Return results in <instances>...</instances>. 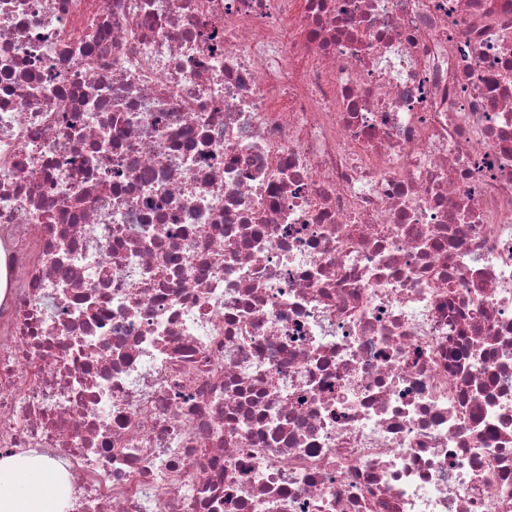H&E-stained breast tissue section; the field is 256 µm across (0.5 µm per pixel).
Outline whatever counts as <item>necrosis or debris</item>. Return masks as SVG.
<instances>
[{
  "label": "necrosis or debris",
  "instance_id": "1",
  "mask_svg": "<svg viewBox=\"0 0 512 512\" xmlns=\"http://www.w3.org/2000/svg\"><path fill=\"white\" fill-rule=\"evenodd\" d=\"M0 250L67 512H512V0H0Z\"/></svg>",
  "mask_w": 512,
  "mask_h": 512
}]
</instances>
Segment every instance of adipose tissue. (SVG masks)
<instances>
[{"mask_svg": "<svg viewBox=\"0 0 512 512\" xmlns=\"http://www.w3.org/2000/svg\"><path fill=\"white\" fill-rule=\"evenodd\" d=\"M70 492L67 473L52 457L0 450V512H63Z\"/></svg>", "mask_w": 512, "mask_h": 512, "instance_id": "obj_1", "label": "adipose tissue"}]
</instances>
